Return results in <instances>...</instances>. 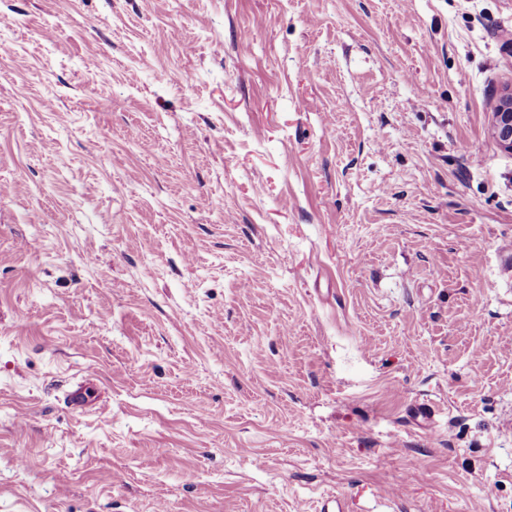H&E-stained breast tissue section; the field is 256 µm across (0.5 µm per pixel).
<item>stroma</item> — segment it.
Instances as JSON below:
<instances>
[{"label":"stroma","instance_id":"obj_1","mask_svg":"<svg viewBox=\"0 0 512 512\" xmlns=\"http://www.w3.org/2000/svg\"><path fill=\"white\" fill-rule=\"evenodd\" d=\"M507 29L0 0V512H512ZM491 132L502 148L512 151V88L500 97L492 113Z\"/></svg>","mask_w":512,"mask_h":512}]
</instances>
